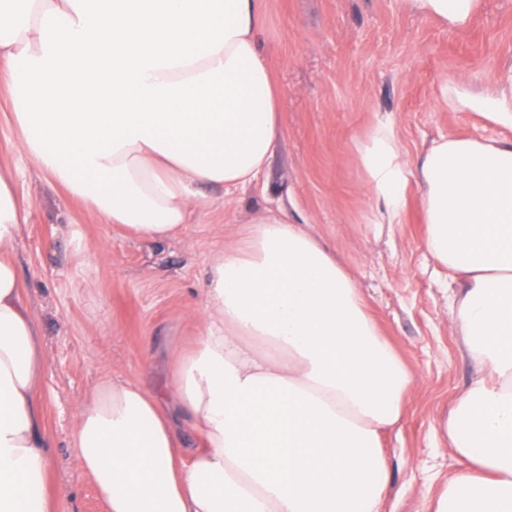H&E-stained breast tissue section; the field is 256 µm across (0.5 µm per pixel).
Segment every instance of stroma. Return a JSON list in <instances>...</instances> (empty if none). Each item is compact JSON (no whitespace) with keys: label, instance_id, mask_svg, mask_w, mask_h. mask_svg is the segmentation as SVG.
I'll return each instance as SVG.
<instances>
[{"label":"stroma","instance_id":"obj_1","mask_svg":"<svg viewBox=\"0 0 512 512\" xmlns=\"http://www.w3.org/2000/svg\"><path fill=\"white\" fill-rule=\"evenodd\" d=\"M260 42L281 93L282 133L258 186L198 210L156 242L102 220L18 153L0 114V164L16 174L30 217L16 246L49 362L42 422L56 512H107L79 467L75 415L112 379L147 380L165 394L167 346L190 348L204 267L229 234L267 211L319 238L353 275L367 312L410 374L400 422L382 435L389 490L380 512H431L465 462L440 423L481 376L450 310L447 271L428 252L410 181L399 223L376 210L359 146L391 118L409 161L441 136L491 135L475 112H453L441 86L473 92L512 80V0H482L469 26L399 0H262Z\"/></svg>","mask_w":512,"mask_h":512}]
</instances>
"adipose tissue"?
Listing matches in <instances>:
<instances>
[{"label":"adipose tissue","mask_w":512,"mask_h":512,"mask_svg":"<svg viewBox=\"0 0 512 512\" xmlns=\"http://www.w3.org/2000/svg\"><path fill=\"white\" fill-rule=\"evenodd\" d=\"M466 27L478 0H404ZM260 0H0V90L38 172L108 223L160 240L258 181L279 132ZM497 138L449 134L410 164L390 119L360 148L394 222L422 182L426 247L459 290L451 313L486 371L444 430L466 468L434 512H512V88H441ZM0 169V512H55L39 395L48 355L14 251L29 202ZM197 334L166 396L98 385L76 415L80 468L108 512H380L381 449L409 375L354 279L279 213L205 269ZM201 447H191V439Z\"/></svg>","instance_id":"adipose-tissue-1"}]
</instances>
